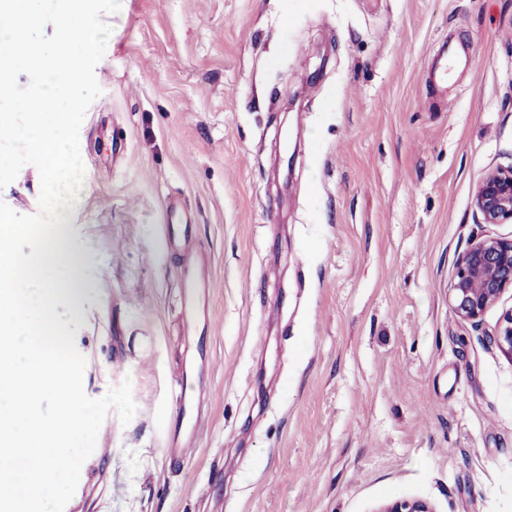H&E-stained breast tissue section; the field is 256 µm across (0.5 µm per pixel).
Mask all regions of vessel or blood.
Masks as SVG:
<instances>
[{
  "label": "vessel or blood",
  "mask_w": 512,
  "mask_h": 512,
  "mask_svg": "<svg viewBox=\"0 0 512 512\" xmlns=\"http://www.w3.org/2000/svg\"><path fill=\"white\" fill-rule=\"evenodd\" d=\"M165 236L170 247L186 248L184 271L180 283L183 309L182 330L186 343L192 344L193 351L182 361L175 379V399L178 410L175 419L167 429L166 460L171 467H184L189 453L201 438L200 394L201 383L198 368L205 363L207 352L197 345L196 338L202 330L199 308L206 295L207 283L202 263L194 251L189 250V226L179 220H172L165 227Z\"/></svg>",
  "instance_id": "vessel-or-blood-1"
}]
</instances>
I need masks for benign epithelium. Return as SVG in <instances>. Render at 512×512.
Segmentation results:
<instances>
[{
    "label": "benign epithelium",
    "instance_id": "7a95c632",
    "mask_svg": "<svg viewBox=\"0 0 512 512\" xmlns=\"http://www.w3.org/2000/svg\"><path fill=\"white\" fill-rule=\"evenodd\" d=\"M472 201L481 223H512V165L486 172L473 188ZM509 290H512V239L482 237L456 258L448 285V306L457 319L478 323ZM487 338L512 360V308L502 312ZM376 512L434 510L428 501L410 498L387 501Z\"/></svg>",
    "mask_w": 512,
    "mask_h": 512
}]
</instances>
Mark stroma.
I'll return each instance as SVG.
<instances>
[{"instance_id": "1", "label": "stroma", "mask_w": 512, "mask_h": 512, "mask_svg": "<svg viewBox=\"0 0 512 512\" xmlns=\"http://www.w3.org/2000/svg\"><path fill=\"white\" fill-rule=\"evenodd\" d=\"M65 218L92 256L83 389L130 381L64 512H512V360L448 307L512 163V0H121ZM465 48L437 92L441 47ZM38 169L0 188L39 210ZM188 213L209 284L203 436L168 468ZM472 201L481 224L512 223V165L486 172L473 188ZM377 512H435L431 504L420 498L395 499L383 503Z\"/></svg>"}]
</instances>
